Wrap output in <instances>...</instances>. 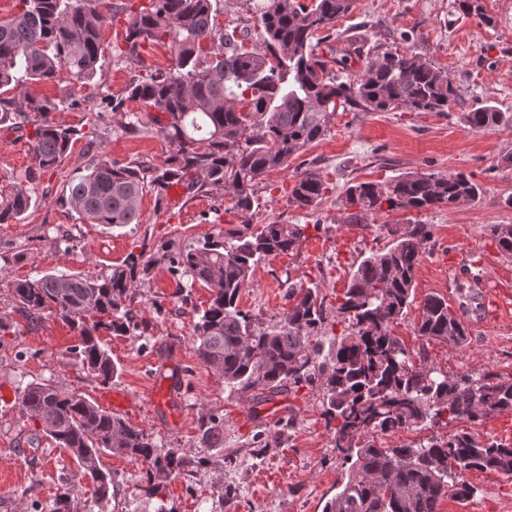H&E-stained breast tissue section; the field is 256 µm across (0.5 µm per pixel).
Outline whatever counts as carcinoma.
<instances>
[{
  "mask_svg": "<svg viewBox=\"0 0 512 512\" xmlns=\"http://www.w3.org/2000/svg\"><path fill=\"white\" fill-rule=\"evenodd\" d=\"M21 9L0 21V128H15L26 112L45 116L31 141L35 167L28 181L58 166L70 151L76 130L46 118L65 100L35 98L29 85L53 82L66 68L77 81L91 84L103 67L100 30L105 16L100 0H19ZM222 0H148L129 4L123 44L116 58L139 61L147 45L171 48L173 65L133 80L127 92L167 116L159 121L175 150V165L156 169L145 163L118 164L98 155L77 169L65 184L63 200L75 220L126 227L140 224L144 193L163 192L183 183L187 193L224 192L246 215L258 208L255 184L265 173L288 168L290 160L328 132L342 108L388 112H447L458 92L448 71L412 51L367 56L361 74L340 76L347 56L317 51L324 38L352 9L353 0H263L258 23L266 50L245 48L248 35L221 29L216 17ZM454 8L478 23L491 25L482 0H454ZM469 129L512 126V114L495 105L463 113ZM326 183L316 169L296 179L289 202L302 210L317 206ZM482 187L464 173L420 172L387 183L358 182L347 187L346 204L357 211L348 221L362 224L387 203L389 209L422 212L475 201ZM31 189L12 182L0 186V224L19 221L32 206ZM486 232L500 250L512 254V224H489ZM381 251L363 258L352 274L337 316L351 333L336 340L332 363L320 360L319 330L327 321L319 288H292L293 306L273 329L254 324L239 308L255 266L263 260L299 251L302 224H264L257 230L227 229L224 238L190 242L168 250L129 255L109 275L47 273L10 282L16 311L28 317L47 311L77 331L72 353L82 370L107 385L118 374L100 332L123 336L140 328L134 307L137 283L157 264L167 263L188 276L189 287L210 292L207 308L192 307L199 360L239 393L260 390L274 395L285 387L318 389L322 416L333 447L342 455L345 474L339 491L322 512H439L445 498L467 500L476 494L465 479L471 470L512 474V444L482 442L468 432L446 438L432 435L418 443L380 448L376 435L417 430L448 414L476 424L512 414V377L487 371L450 377L427 365L413 364V352L393 332L414 302L415 269L432 239L427 224L392 232ZM448 300L423 299L417 335L459 347L468 340L458 318L448 317ZM18 399L27 418L42 426L56 447L79 462L97 499L114 494L112 473L99 466L104 450L146 461L150 470L178 476L184 457L156 443L144 430L100 408L74 390L50 381L30 382ZM202 440L224 431V419L201 422Z\"/></svg>",
  "mask_w": 512,
  "mask_h": 512,
  "instance_id": "cac0c4a2",
  "label": "carcinoma"
}]
</instances>
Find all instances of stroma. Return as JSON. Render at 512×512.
Listing matches in <instances>:
<instances>
[{
	"label": "stroma",
	"mask_w": 512,
	"mask_h": 512,
	"mask_svg": "<svg viewBox=\"0 0 512 512\" xmlns=\"http://www.w3.org/2000/svg\"><path fill=\"white\" fill-rule=\"evenodd\" d=\"M260 0H224L217 17L222 27H236L260 41ZM451 0H355L341 17L328 43L337 49L366 47L373 54L389 49L412 50L451 74L458 102L447 112H413L397 108L366 112L350 108L335 113L324 138L292 159L285 170L261 177L255 185L259 209L242 215L230 196L213 192L181 195L157 204L144 194L136 229L108 228L72 221L62 201L70 175L97 154L120 162L145 161L156 168L171 165L173 152L156 122L158 113L127 99L135 76L169 69L173 55L159 45L145 50L140 63L106 58L92 84L72 80L60 71L56 81L29 88L33 96L67 99L73 106L51 112V119L72 127L77 138L57 168L35 185L34 202L21 221L0 224V314L11 326L0 338V388L9 390L42 379L98 401L105 390L127 395L131 409L124 418L157 443L179 451L189 465L178 477H152L148 464L102 452L100 466L120 484L116 497L95 501L93 484L83 478L70 453L38 435L34 422L21 413L18 400H0V512H51L61 478H68L71 496L64 512H322L337 492L341 460L324 425L317 390L288 389L275 396L257 391L232 393L222 377L196 355V316L206 304L207 289L196 287L190 304L180 302L185 277L156 266L142 282L135 307L150 326L151 342L134 334L106 339L118 374L109 385L86 376L70 352L77 332L53 314L29 319L13 311L9 283L42 273L100 276L111 273L141 246L183 248L190 241L223 236L225 230L278 221L305 225L299 252L259 263L239 306L258 324L275 326L293 305L290 288L317 285L324 306L335 311L352 273L364 256L392 241L391 229L427 224L432 231L428 252L415 270L416 302L394 331L411 350H423L431 367L445 374H477L487 370L512 376V308L498 319L483 309V292L493 283L512 284V256L504 255L487 236L489 224H512V208L503 200L512 194V128L470 130L462 115L490 103L512 113V0H482L493 26L478 24L450 6ZM123 101L112 111L111 101ZM142 117L139 132L124 129L125 113ZM27 113L15 130L0 129V176L25 182L34 161L30 137L41 122ZM314 168L326 182L321 203L312 210L289 201L296 178ZM417 172H463L472 175L483 193L477 201L455 208L421 213L381 208L366 223L347 221L345 190L362 181H385ZM69 234L70 249L55 248ZM465 252L471 266L452 267L448 256ZM445 297L465 322V346L449 347L415 335L426 295ZM168 378L171 408H157L159 378ZM224 420V436L211 447L200 440L204 417ZM475 434L479 440L512 443V415L476 425L455 420L430 431L398 430L379 435L383 447L407 444L432 433ZM467 481L477 494L466 501L447 499L439 512H512V475L473 470ZM156 495H149V488ZM235 488L236 503L223 502L225 488Z\"/></svg>",
	"instance_id": "stroma-1"
}]
</instances>
